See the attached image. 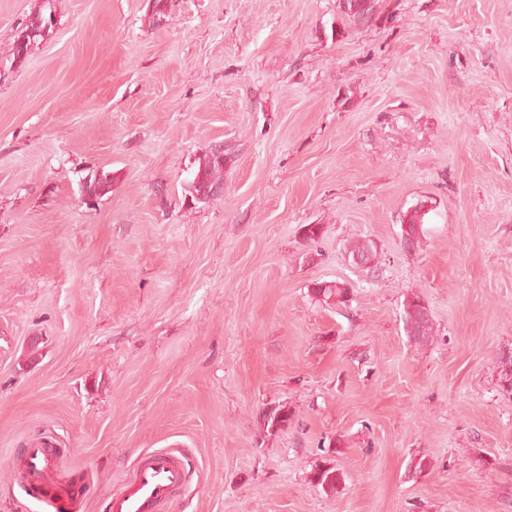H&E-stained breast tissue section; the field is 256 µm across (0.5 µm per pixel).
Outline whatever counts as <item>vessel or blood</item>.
Instances as JSON below:
<instances>
[{"instance_id": "vessel-or-blood-1", "label": "vessel or blood", "mask_w": 512, "mask_h": 512, "mask_svg": "<svg viewBox=\"0 0 512 512\" xmlns=\"http://www.w3.org/2000/svg\"><path fill=\"white\" fill-rule=\"evenodd\" d=\"M51 455L47 446L34 444L24 450V464L15 474L26 493L51 507L53 512H70L83 494L80 481L58 485L50 476ZM187 483L182 458L171 450L142 456L122 490L112 495L105 512H157L181 492Z\"/></svg>"}]
</instances>
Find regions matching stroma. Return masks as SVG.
<instances>
[{"mask_svg":"<svg viewBox=\"0 0 512 512\" xmlns=\"http://www.w3.org/2000/svg\"><path fill=\"white\" fill-rule=\"evenodd\" d=\"M39 3L0 0V512H48L13 476L41 442L76 512L160 449L189 465L164 512H512V0H374L360 24L338 0H169L162 26L153 0H55L12 65ZM220 143L223 196L185 200ZM323 280L350 306L315 302ZM55 0H41L38 9L28 19L25 27L11 44L9 58L12 65L21 66L32 46L50 33L56 25ZM426 208V205L416 204L410 211H407L401 220V227L405 230L403 235L402 243L405 248L410 249L415 247V243L410 242L411 236L409 235V227L411 226V232L414 235V239H418L419 242L424 237L426 229L424 225L427 224V216L431 212V208ZM410 224V226H409ZM344 252L348 260L354 263L356 259L363 261L370 269L378 270L380 263L378 246L375 241L366 237H357L345 244ZM311 294L316 301L326 306L349 305L352 301L353 291L347 283L339 281H317L313 283ZM404 324L406 334L411 343L423 346L433 336L431 316L425 313L427 306L418 294H410L404 298ZM509 353L500 349L495 355L498 389L508 396H512V348ZM341 481L342 476L339 470L330 466L316 469L311 479V482L315 486L321 487V490L326 495H332L338 491V485Z\"/></svg>","mask_w":512,"mask_h":512,"instance_id":"1","label":"stroma"}]
</instances>
